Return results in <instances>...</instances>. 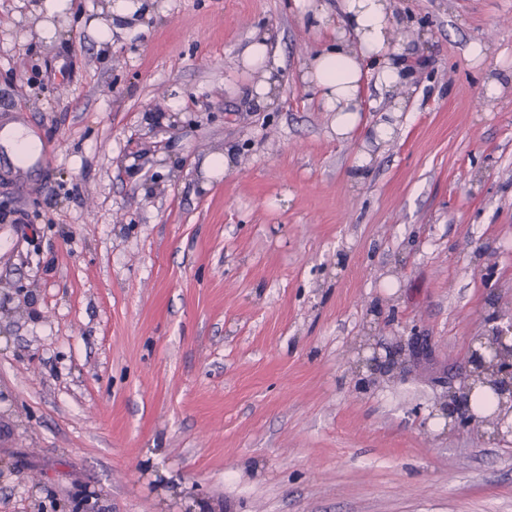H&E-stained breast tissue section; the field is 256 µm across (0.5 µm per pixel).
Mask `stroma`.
Here are the masks:
<instances>
[{"label":"stroma","mask_w":512,"mask_h":512,"mask_svg":"<svg viewBox=\"0 0 512 512\" xmlns=\"http://www.w3.org/2000/svg\"><path fill=\"white\" fill-rule=\"evenodd\" d=\"M43 2L0 0V124L46 147L0 146V512H512V437L439 418L512 315V84L480 95L512 0H390L406 110L365 83L345 140L307 0ZM371 336L413 338L406 380L370 381ZM270 32L255 31L253 42L242 55L241 65L244 69L259 72L262 76L257 83L246 89L249 99L259 108L275 105V92L279 80L273 78L279 65L275 54L270 53Z\"/></svg>","instance_id":"35a3bbf8"}]
</instances>
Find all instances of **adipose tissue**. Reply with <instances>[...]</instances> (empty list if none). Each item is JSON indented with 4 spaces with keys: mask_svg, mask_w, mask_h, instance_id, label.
<instances>
[{
    "mask_svg": "<svg viewBox=\"0 0 512 512\" xmlns=\"http://www.w3.org/2000/svg\"><path fill=\"white\" fill-rule=\"evenodd\" d=\"M309 8L331 44L310 57L302 80L317 95L322 110L334 113L336 135L344 139L359 121L364 78H373L380 93H394L408 80L407 62L390 46L395 21L389 0H336L332 11L320 0H311ZM241 65L261 75L247 89L251 102L261 108L275 105L279 62L270 52L269 32H254Z\"/></svg>",
    "mask_w": 512,
    "mask_h": 512,
    "instance_id": "obj_1",
    "label": "adipose tissue"
}]
</instances>
